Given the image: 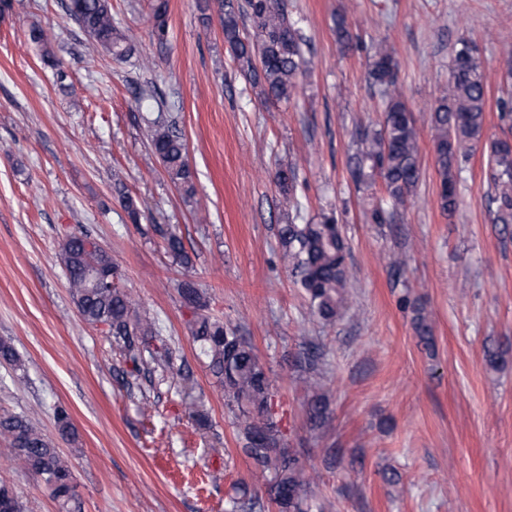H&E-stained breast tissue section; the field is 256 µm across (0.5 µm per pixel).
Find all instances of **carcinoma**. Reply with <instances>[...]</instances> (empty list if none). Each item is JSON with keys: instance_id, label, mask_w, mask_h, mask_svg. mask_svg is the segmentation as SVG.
Wrapping results in <instances>:
<instances>
[{"instance_id": "carcinoma-1", "label": "carcinoma", "mask_w": 512, "mask_h": 512, "mask_svg": "<svg viewBox=\"0 0 512 512\" xmlns=\"http://www.w3.org/2000/svg\"><path fill=\"white\" fill-rule=\"evenodd\" d=\"M64 9L86 34L94 51L117 62L125 61L133 52L135 37L115 22L109 0H65ZM152 9V35L161 41L167 30V0H154ZM206 9L217 15L224 41L253 87L268 99L290 100L302 74L304 37L289 18L284 0H243L238 6L231 0H211ZM244 16L254 23L251 35L241 33L239 19ZM333 33L340 47L352 46L354 37L344 17L336 16ZM371 59L369 75L382 101L384 121L380 129L359 134L351 174L356 183L367 185L381 177L390 209H373L371 219L385 224L391 221L395 209L405 204L419 181V152L415 121L397 84L391 51L380 41L375 44ZM487 85L488 77L473 50L462 43L452 61L448 87L431 116L440 208L445 212L457 206L459 159L469 155L482 137ZM149 141L169 179L185 200H192L196 187L182 138L165 126H157L150 131ZM491 161L496 186L493 221L512 224V147L503 142L492 143ZM113 184L130 218L138 220L137 201L123 190L119 175H113ZM279 238L283 259L291 267L295 284L307 295L311 312L325 325L335 323L345 305L349 282L348 245L336 217L325 215L318 222L283 224ZM90 240L86 233L74 234L59 252L79 314L91 325H107L112 341L134 365L148 356L150 366L146 373L150 383L164 381L174 370L172 352L164 346L145 352L146 337L155 332L154 323L132 317V299L126 291L97 280L98 271L112 264V255L88 250ZM181 295L193 308L188 331L199 355L224 388V403L235 412L245 441L244 452L254 460L260 477L266 478V472H272L265 484L267 496L279 512H309V477L293 450L282 446L278 425L269 412L270 381L253 347L235 328L200 313L206 302L193 281L182 283ZM412 311L420 342L429 348L431 328L418 308ZM2 363L15 369L21 367L16 349L7 339H0ZM308 388L313 395L307 419L317 427L326 418L327 404L318 395L317 383H308ZM55 421L61 437L75 439L76 431L65 408H56ZM0 438L8 441V451L23 460L44 483L61 512H80L72 470L51 438L27 417L8 412L0 413ZM6 503V512H24V505L13 490L0 483V506ZM256 504L246 489L238 487L229 501L230 512H250Z\"/></svg>"}]
</instances>
